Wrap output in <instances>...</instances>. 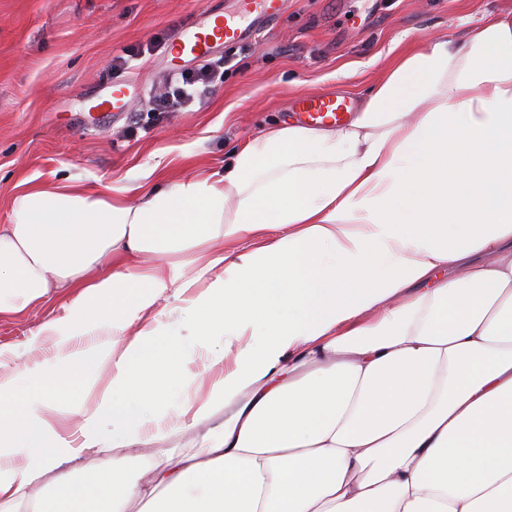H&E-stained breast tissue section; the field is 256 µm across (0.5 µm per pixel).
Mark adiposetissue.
Wrapping results in <instances>:
<instances>
[{
	"mask_svg": "<svg viewBox=\"0 0 512 512\" xmlns=\"http://www.w3.org/2000/svg\"><path fill=\"white\" fill-rule=\"evenodd\" d=\"M54 294L69 302L38 335L67 364L72 337L106 331L112 385L87 411L0 370V512H512V17L422 41L344 124L288 118L139 204L67 181L19 193L0 316ZM200 348L219 375L194 404ZM203 421L147 482L118 466L144 426Z\"/></svg>",
	"mask_w": 512,
	"mask_h": 512,
	"instance_id": "1",
	"label": "adipose tissue"
}]
</instances>
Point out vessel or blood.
Segmentation results:
<instances>
[{"mask_svg": "<svg viewBox=\"0 0 512 512\" xmlns=\"http://www.w3.org/2000/svg\"><path fill=\"white\" fill-rule=\"evenodd\" d=\"M285 0H236L232 10L205 13L196 26L185 30L175 41L172 60L203 62L218 47L252 41L261 24L278 17ZM294 110L300 120L311 124H337L349 110L347 99H331L321 95L298 96Z\"/></svg>", "mask_w": 512, "mask_h": 512, "instance_id": "1", "label": "vessel or blood"}]
</instances>
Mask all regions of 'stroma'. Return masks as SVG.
<instances>
[{"label": "stroma", "mask_w": 512, "mask_h": 512, "mask_svg": "<svg viewBox=\"0 0 512 512\" xmlns=\"http://www.w3.org/2000/svg\"><path fill=\"white\" fill-rule=\"evenodd\" d=\"M233 0H0V224L14 196L59 180L111 193L150 187L201 169H223L230 152L291 113L300 94L362 103L367 90L406 48L422 38L462 31L489 14H512V0H287L255 41L227 45L232 68L203 104L146 116L124 136L132 112L171 71L167 49L146 45L198 25L204 9ZM125 69L110 73L112 60ZM116 83L134 85L123 112L102 105ZM66 295L19 316H0V348L11 370L37 367L40 382L60 367L50 348L31 352L37 327L62 312ZM203 426L138 444L123 461L144 481L161 450L191 449Z\"/></svg>", "instance_id": "stroma-1"}]
</instances>
